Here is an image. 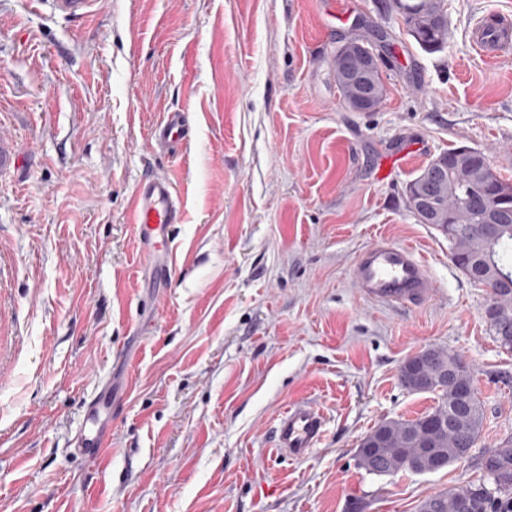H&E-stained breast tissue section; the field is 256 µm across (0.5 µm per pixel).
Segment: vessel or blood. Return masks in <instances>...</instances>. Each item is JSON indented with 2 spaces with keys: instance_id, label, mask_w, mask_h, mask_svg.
Instances as JSON below:
<instances>
[{
  "instance_id": "b4317fda",
  "label": "vessel or blood",
  "mask_w": 512,
  "mask_h": 512,
  "mask_svg": "<svg viewBox=\"0 0 512 512\" xmlns=\"http://www.w3.org/2000/svg\"><path fill=\"white\" fill-rule=\"evenodd\" d=\"M49 3L54 13L68 20L90 15L98 0H33ZM478 55L494 59L512 50V20L498 17L480 21L473 31ZM192 127L187 114L175 110L165 114L156 126V149L191 141ZM128 219L133 224L139 254L146 269L155 275L170 276L174 261V226L182 220L179 193L172 179L162 173L146 174L136 185ZM357 293L382 307H420L433 301L438 290L423 259L410 247L379 239L366 246L351 270ZM112 417V385L104 383L90 401L84 427L74 446L85 460L98 462L107 443L103 430ZM326 433L323 412L313 403L286 405L272 426V442L277 456L291 460L307 457Z\"/></svg>"
}]
</instances>
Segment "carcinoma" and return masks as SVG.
<instances>
[{"instance_id": "cac0c4a2", "label": "carcinoma", "mask_w": 512, "mask_h": 512, "mask_svg": "<svg viewBox=\"0 0 512 512\" xmlns=\"http://www.w3.org/2000/svg\"><path fill=\"white\" fill-rule=\"evenodd\" d=\"M407 32L426 52H437L448 41V17L444 0H393ZM352 60L348 46L332 58V74L343 99L351 102L357 90L344 82ZM440 165L428 164L409 184L407 196L415 206L417 196L430 193L438 205V226L458 224L466 232L449 241L453 263L469 268L488 242L487 224L472 195L490 200L499 216L497 262L508 276L488 270L473 282L489 288L494 306L490 323L499 344L512 350V183L496 177L474 181L486 165L484 153L457 148L440 154ZM402 384L413 392H440L431 411L411 420H389L382 429L367 434L361 444L373 449L367 456L357 449L358 464L370 474L394 476L403 471L425 474L441 470L470 455L483 426L484 411L469 367L463 359L444 350L428 348L407 358L400 370ZM487 481L470 485L460 495L450 488L424 499L419 512H512V440L504 441L481 458Z\"/></svg>"}]
</instances>
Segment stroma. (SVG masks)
<instances>
[{
	"label": "stroma",
	"instance_id": "1",
	"mask_svg": "<svg viewBox=\"0 0 512 512\" xmlns=\"http://www.w3.org/2000/svg\"><path fill=\"white\" fill-rule=\"evenodd\" d=\"M100 0L80 22L0 0V512H418L483 480L512 438V351L488 288L452 262L406 187L468 147L512 182V53L480 58L472 29L512 0H444L428 53L392 0ZM391 17L377 47L384 99L354 112L330 75L343 41ZM193 140L156 150L165 112ZM425 152L379 167L404 145ZM182 205L171 281L153 293L126 213L148 172ZM415 247L437 284L417 309L382 308L350 281L375 239ZM427 348L459 355L484 409L468 458L426 474L357 464L366 434L438 404L400 381ZM113 384L109 459L73 442ZM316 403L326 437L277 457L271 427Z\"/></svg>",
	"mask_w": 512,
	"mask_h": 512
}]
</instances>
